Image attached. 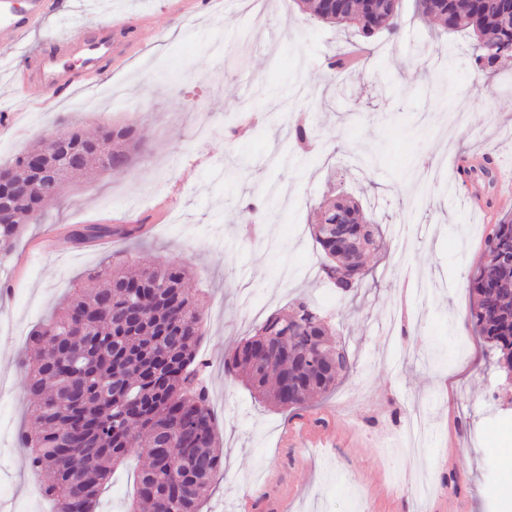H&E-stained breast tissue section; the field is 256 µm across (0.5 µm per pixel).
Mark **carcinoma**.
Segmentation results:
<instances>
[{
    "label": "carcinoma",
    "instance_id": "carcinoma-1",
    "mask_svg": "<svg viewBox=\"0 0 512 512\" xmlns=\"http://www.w3.org/2000/svg\"><path fill=\"white\" fill-rule=\"evenodd\" d=\"M324 24L350 29L369 39L394 34L398 0H301ZM421 14L449 32L466 31L477 41L476 68L493 67L512 46V24L499 19L501 0H418ZM366 59L339 48L328 59L338 74L362 67ZM288 139L307 145L318 139L305 123L288 125ZM73 159L58 160L41 140L7 167L15 180L29 183L24 165L37 153L58 163L55 196L71 175L107 160L121 170L137 149L132 131L107 128L90 137L75 131L67 138ZM365 168L385 159L383 146L354 155ZM28 207L16 210V222L0 225V259L12 252ZM370 221L359 201L348 194L323 200L312 230L324 260L319 274L341 298L363 288L366 273L340 254L336 240L318 232L322 225L345 224L350 232ZM127 225L83 224L71 239H130ZM486 266L469 280L470 321L494 351L496 364L512 378V218L491 225L484 239ZM191 272L176 263L129 271L106 264L92 273L100 286L74 289L54 316L31 332L22 364L32 400L29 423L20 431L28 450V468L56 512H94L114 466L135 450L146 457L137 496L129 512H200L203 499L222 468L214 415L206 390L197 387V346L202 316L186 288ZM324 315L310 299L294 302L292 313L272 314L256 326L269 351L261 363L249 352L251 340L224 363V375L242 379L259 402L278 409H300L316 394L336 385V357L351 368L348 353Z\"/></svg>",
    "mask_w": 512,
    "mask_h": 512
}]
</instances>
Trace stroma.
<instances>
[{"label": "stroma", "mask_w": 512, "mask_h": 512, "mask_svg": "<svg viewBox=\"0 0 512 512\" xmlns=\"http://www.w3.org/2000/svg\"><path fill=\"white\" fill-rule=\"evenodd\" d=\"M63 2L16 60L65 27L104 20L136 43L113 57L107 80L62 92L49 112L18 106L14 72L0 64V113L18 115L0 135V167L72 127L130 126L142 149L128 169L67 180L0 264L10 289L0 301V419L12 429L0 438V512H51L16 436L31 410L18 364L29 333L72 285L91 286V269L127 258L188 267L201 299L198 355L224 450L202 512H512V381L472 328L468 289L488 226L512 215V58L476 72L473 38L444 32L415 0H400L394 36L365 46L368 68L339 76L327 59L351 32L296 0H271L261 13L250 0ZM293 84L296 109L326 148L277 164L290 122L278 99ZM358 138L384 143L380 167L346 156ZM488 153L502 180L482 211L453 160ZM273 188L279 198L263 222H242L241 201ZM340 192L370 206L385 236L348 301L315 274L321 256L309 233L318 203ZM106 217L154 227L108 248L34 247L47 225ZM302 296L327 314L353 369L304 410L270 409L225 378L224 357L253 335L249 309L284 312ZM319 417L335 447L282 446L289 421ZM143 463L134 453L116 467L97 512H125Z\"/></svg>", "instance_id": "35a3bbf8"}]
</instances>
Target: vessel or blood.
<instances>
[{"label":"vessel or blood","instance_id":"vessel-or-blood-1","mask_svg":"<svg viewBox=\"0 0 512 512\" xmlns=\"http://www.w3.org/2000/svg\"><path fill=\"white\" fill-rule=\"evenodd\" d=\"M60 0H0V53L9 54L44 20L59 13ZM120 28L105 22L87 31L71 28L50 37L38 53L29 55L16 74L23 100L55 101L62 91L89 88L107 74V64L119 46Z\"/></svg>","mask_w":512,"mask_h":512}]
</instances>
